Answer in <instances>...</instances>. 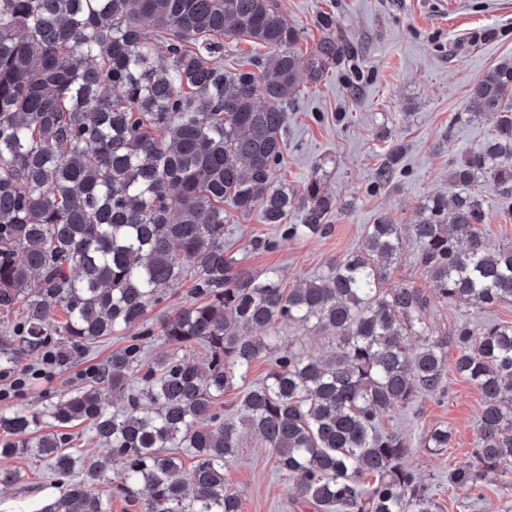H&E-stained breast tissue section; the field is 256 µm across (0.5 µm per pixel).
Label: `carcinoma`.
Returning a JSON list of instances; mask_svg holds the SVG:
<instances>
[{"label": "carcinoma", "instance_id": "carcinoma-1", "mask_svg": "<svg viewBox=\"0 0 512 512\" xmlns=\"http://www.w3.org/2000/svg\"><path fill=\"white\" fill-rule=\"evenodd\" d=\"M151 28L160 35L148 37ZM239 35L277 49L261 60V88L251 73L224 69V38ZM300 40L273 0H0V313L21 314L17 332L0 336V369L42 353L58 311L60 360L136 332L93 384L41 411H0V457L45 462L61 488L36 512H112V496L89 490L105 463L74 456L49 430L77 421L111 450L123 472L115 496L133 512H241L224 465L244 429L317 512H436L405 463L412 445L382 420L421 393L445 392L450 362L483 402L472 459L449 480L474 489L490 472L512 477V323L435 336L423 289L384 287L409 236L436 297L512 302V244L487 246L474 191L491 178L512 199V61L470 89L467 118L493 112L497 122L456 159L451 195L430 198L408 233L384 218L366 225L361 248L287 290L226 253L224 205L292 238L329 230L336 200L319 180L298 195L272 179ZM340 52L323 46L312 74ZM400 152L391 148L376 186L390 182ZM294 209L301 223H285ZM187 276L191 301L154 332L148 310ZM279 323L330 333L335 352L305 355L253 334ZM154 334L201 348L206 367L171 354L140 371L143 339ZM270 354L276 369L247 382ZM236 384L242 400L228 413L220 400ZM128 390V407L112 410L108 393ZM450 439L435 428L424 447ZM185 448L196 458L188 474Z\"/></svg>", "mask_w": 512, "mask_h": 512}]
</instances>
